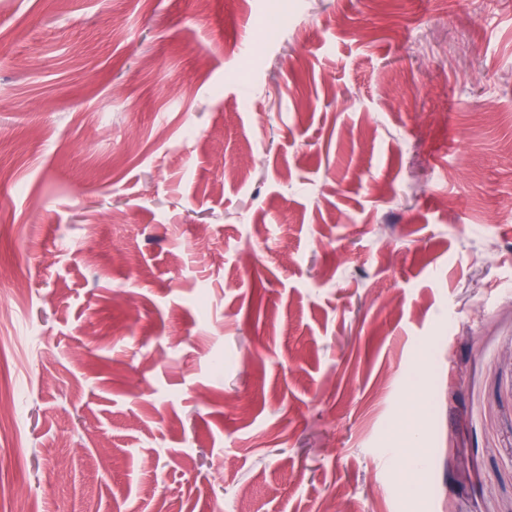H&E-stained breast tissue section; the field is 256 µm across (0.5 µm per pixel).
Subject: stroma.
Returning a JSON list of instances; mask_svg holds the SVG:
<instances>
[{"instance_id":"stroma-1","label":"stroma","mask_w":512,"mask_h":512,"mask_svg":"<svg viewBox=\"0 0 512 512\" xmlns=\"http://www.w3.org/2000/svg\"><path fill=\"white\" fill-rule=\"evenodd\" d=\"M0 512H512L507 0H0Z\"/></svg>"}]
</instances>
